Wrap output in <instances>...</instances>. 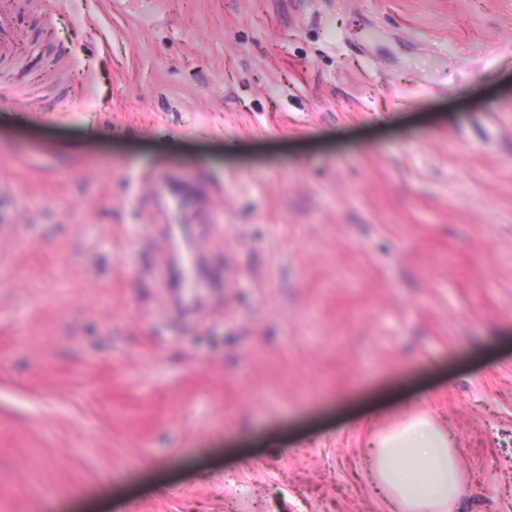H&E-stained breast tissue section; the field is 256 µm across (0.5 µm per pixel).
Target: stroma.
Returning a JSON list of instances; mask_svg holds the SVG:
<instances>
[{
    "label": "stroma",
    "instance_id": "1",
    "mask_svg": "<svg viewBox=\"0 0 512 512\" xmlns=\"http://www.w3.org/2000/svg\"><path fill=\"white\" fill-rule=\"evenodd\" d=\"M19 31L0 512H390L366 444L415 400L457 512H512V0H59ZM65 83L74 111L21 101Z\"/></svg>",
    "mask_w": 512,
    "mask_h": 512
}]
</instances>
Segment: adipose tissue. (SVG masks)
Returning <instances> with one entry per match:
<instances>
[{
	"mask_svg": "<svg viewBox=\"0 0 512 512\" xmlns=\"http://www.w3.org/2000/svg\"><path fill=\"white\" fill-rule=\"evenodd\" d=\"M373 475L395 512H455L465 492L459 452L420 404L370 441Z\"/></svg>",
	"mask_w": 512,
	"mask_h": 512,
	"instance_id": "1",
	"label": "adipose tissue"
}]
</instances>
